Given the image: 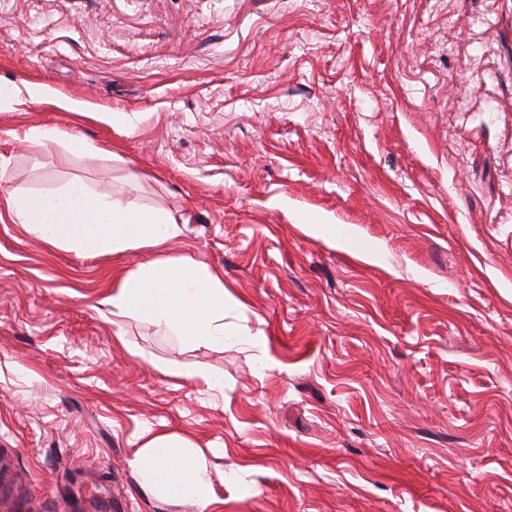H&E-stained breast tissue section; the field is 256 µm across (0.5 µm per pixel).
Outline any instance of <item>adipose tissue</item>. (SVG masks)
I'll use <instances>...</instances> for the list:
<instances>
[{
	"instance_id": "1",
	"label": "adipose tissue",
	"mask_w": 512,
	"mask_h": 512,
	"mask_svg": "<svg viewBox=\"0 0 512 512\" xmlns=\"http://www.w3.org/2000/svg\"><path fill=\"white\" fill-rule=\"evenodd\" d=\"M12 223L47 246L80 257H119L128 251L175 241L183 233L173 213L96 192L74 180L48 195L0 190ZM224 280L188 257H160L140 263L115 281L104 299L117 318L146 322L183 346H223ZM133 465L150 493L192 502L211 512L216 502L211 471L191 440L143 428Z\"/></svg>"
}]
</instances>
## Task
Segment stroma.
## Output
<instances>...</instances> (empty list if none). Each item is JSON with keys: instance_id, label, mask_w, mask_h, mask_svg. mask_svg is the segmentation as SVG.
Here are the masks:
<instances>
[{"instance_id": "1", "label": "stroma", "mask_w": 512, "mask_h": 512, "mask_svg": "<svg viewBox=\"0 0 512 512\" xmlns=\"http://www.w3.org/2000/svg\"><path fill=\"white\" fill-rule=\"evenodd\" d=\"M0 80L51 93L0 112V185L184 226L112 259L0 221L27 512H196L132 467L146 423L195 444L214 512H512V0H0ZM168 256L223 276L240 337L112 318V281ZM28 137L31 141L38 142L45 148L55 151L64 163L69 162L71 157L85 154L88 151L87 146L81 140L61 133L54 128L31 129ZM58 149H61V151L57 152Z\"/></svg>"}]
</instances>
